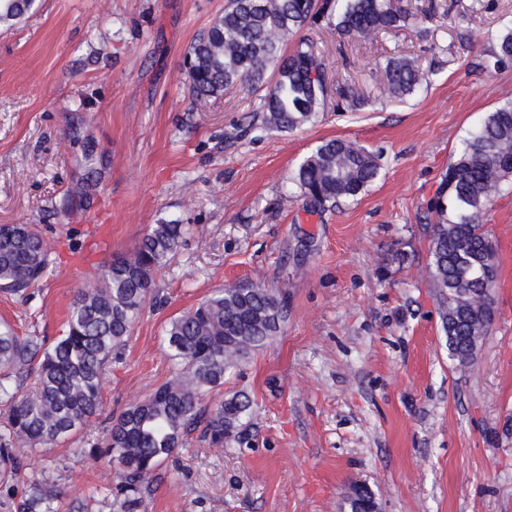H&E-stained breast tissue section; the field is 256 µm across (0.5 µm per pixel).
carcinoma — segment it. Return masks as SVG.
I'll use <instances>...</instances> for the list:
<instances>
[{
    "mask_svg": "<svg viewBox=\"0 0 512 512\" xmlns=\"http://www.w3.org/2000/svg\"><path fill=\"white\" fill-rule=\"evenodd\" d=\"M35 0H0V24L21 20ZM412 14L397 0H225L224 11L190 46L186 59L192 97H216L242 82L266 87L259 111L264 123L293 130L324 111L327 71L310 38L292 53L288 37L306 28H335L367 39L406 25ZM512 62V28L475 66L498 70ZM272 82L266 83L267 74ZM388 98L415 93L426 77L412 59L391 57L380 68ZM85 119L73 114L66 136L80 150L79 186L69 189L61 214L89 206L98 185L96 144L84 135ZM379 155L355 142L329 139L299 165L292 184L314 208L353 200L379 176ZM512 176V94L469 133L448 175L430 202L437 215L431 239L430 277L442 296L448 351L459 364L471 357L488 333L496 282L492 240L484 216ZM186 233L177 220L153 224L132 254L102 263L73 295L60 336H20L0 322V482L21 473L20 446L51 447L80 431L101 410L103 378L147 303L155 275L175 256ZM52 259L34 224L0 225V292L25 298L51 273ZM288 302L276 288L239 284L214 291L183 311L165 330L173 378L129 407L111 425L104 448L79 454L107 457L116 464L111 512H147L156 472L182 449L184 436L202 428L224 441L250 400L234 394L206 408L207 394L224 386V375L272 342L286 319ZM35 373L34 389L22 390ZM14 512H60L65 495L58 476L46 470L24 476L12 492Z\"/></svg>",
    "mask_w": 512,
    "mask_h": 512,
    "instance_id": "cac0c4a2",
    "label": "carcinoma"
}]
</instances>
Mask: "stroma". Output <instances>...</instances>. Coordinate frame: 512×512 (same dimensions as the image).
<instances>
[{"mask_svg":"<svg viewBox=\"0 0 512 512\" xmlns=\"http://www.w3.org/2000/svg\"><path fill=\"white\" fill-rule=\"evenodd\" d=\"M431 1L432 20L366 42L313 30L330 87L370 103L343 110L334 94L291 131L264 127L263 91L246 82L191 99L185 54L225 0H39L0 26V224L39 225L53 259L28 301L0 293V320L59 336L98 263L131 253L152 224L189 227L155 278L163 307H146L106 371L101 418L24 452L27 469L59 474L61 512H106L115 470L80 451L104 447L107 418L171 377L170 318L249 282L281 289L288 318L210 398L242 392L251 407L222 443L185 438L179 472L161 468L148 512H343L356 484L382 512H512V307L495 298L474 359H453L426 224L464 139L512 93V65L473 66L512 27V0L402 4ZM396 55L428 82L389 101L375 76ZM75 109L102 178L93 207L65 220L50 207L79 175L65 134ZM332 138L377 153L381 172L353 201L313 211L291 178Z\"/></svg>","mask_w":512,"mask_h":512,"instance_id":"1","label":"stroma"}]
</instances>
